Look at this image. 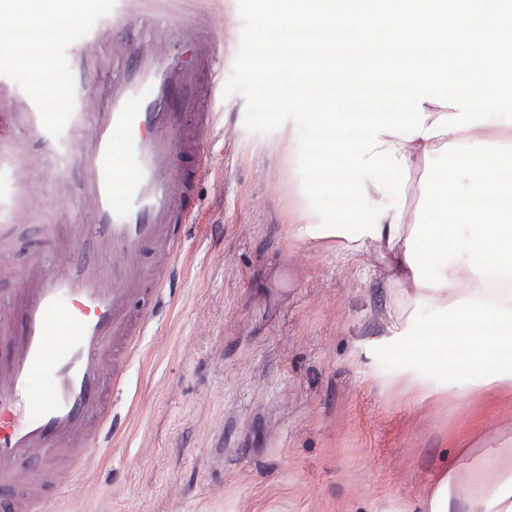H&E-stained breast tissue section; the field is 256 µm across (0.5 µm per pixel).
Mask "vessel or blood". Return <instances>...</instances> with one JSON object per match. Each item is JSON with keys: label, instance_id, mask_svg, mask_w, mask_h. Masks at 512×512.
I'll list each match as a JSON object with an SVG mask.
<instances>
[{"label": "vessel or blood", "instance_id": "obj_1", "mask_svg": "<svg viewBox=\"0 0 512 512\" xmlns=\"http://www.w3.org/2000/svg\"><path fill=\"white\" fill-rule=\"evenodd\" d=\"M209 0H110L103 21L81 33L77 64L111 78L99 112H66L78 132L71 163L84 175L92 215L76 236L45 225L53 273L37 263L0 309V512H39L80 450L103 454L99 434L112 393L148 320L171 286L185 225L213 130L224 29ZM190 64L176 61L178 48ZM47 121L36 99L0 77V158L40 168L20 131ZM159 253L154 264L142 259Z\"/></svg>", "mask_w": 512, "mask_h": 512}]
</instances>
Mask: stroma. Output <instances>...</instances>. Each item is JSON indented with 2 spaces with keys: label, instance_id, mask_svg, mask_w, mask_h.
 Here are the masks:
<instances>
[{
  "label": "stroma",
  "instance_id": "obj_1",
  "mask_svg": "<svg viewBox=\"0 0 512 512\" xmlns=\"http://www.w3.org/2000/svg\"><path fill=\"white\" fill-rule=\"evenodd\" d=\"M213 12L224 81L175 279L112 395L109 453L64 475L45 512H401L441 458L469 468L484 452L512 453V387L473 393L425 369L412 333L439 324L435 307H413L375 252L289 234L330 220L308 179L309 115L322 106L269 109L264 97L287 95L292 75L281 70L269 90L247 79L263 62L251 0H215ZM70 48L62 40L44 69L8 67L15 90L50 115L30 149L60 161ZM54 181L30 176L24 225L0 166V225L27 241L13 270L42 255L40 225L92 221L79 176L64 199Z\"/></svg>",
  "mask_w": 512,
  "mask_h": 512
}]
</instances>
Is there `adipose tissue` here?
<instances>
[{"label":"adipose tissue","mask_w":512,"mask_h":512,"mask_svg":"<svg viewBox=\"0 0 512 512\" xmlns=\"http://www.w3.org/2000/svg\"><path fill=\"white\" fill-rule=\"evenodd\" d=\"M314 0H253L262 30L300 26L303 43L267 53L268 69L251 75L265 85L272 69L289 67L290 103L303 100L312 77L322 81L326 109L312 115L320 140L309 173L324 196L367 209L364 221L337 215L301 224L299 239L343 232L351 251L374 250L389 279L413 290L420 306L440 302L443 320L428 348L453 328L471 336L469 352L448 363L420 356L432 371L478 376L481 386L512 384V73L489 56L512 0H376L368 14L318 11ZM450 159L407 224L402 206L378 202V171L405 179L430 158ZM473 184L460 189L458 177ZM455 233L476 241L454 253L423 245ZM512 512V455H487L480 468L443 464L428 494L406 512Z\"/></svg>","instance_id":"ef3b65f1"}]
</instances>
